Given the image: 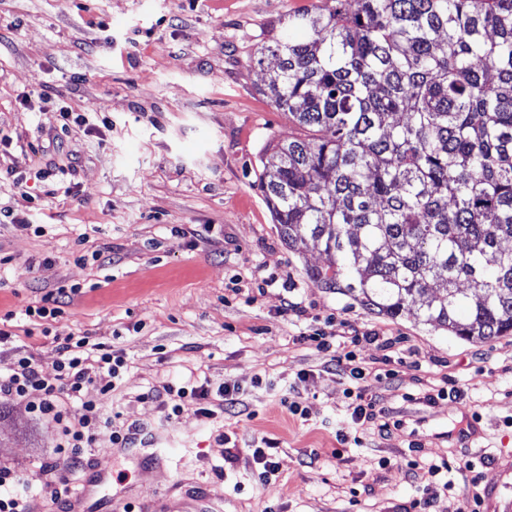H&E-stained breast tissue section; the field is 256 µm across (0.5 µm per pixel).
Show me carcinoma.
<instances>
[{"instance_id":"cac0c4a2","label":"carcinoma","mask_w":512,"mask_h":512,"mask_svg":"<svg viewBox=\"0 0 512 512\" xmlns=\"http://www.w3.org/2000/svg\"><path fill=\"white\" fill-rule=\"evenodd\" d=\"M300 130L260 189L309 270L391 318L512 332V0H325L257 50ZM439 292L433 293L431 289Z\"/></svg>"}]
</instances>
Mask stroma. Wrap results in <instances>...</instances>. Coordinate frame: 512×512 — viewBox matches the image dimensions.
I'll use <instances>...</instances> for the list:
<instances>
[{
	"label": "stroma",
	"mask_w": 512,
	"mask_h": 512,
	"mask_svg": "<svg viewBox=\"0 0 512 512\" xmlns=\"http://www.w3.org/2000/svg\"><path fill=\"white\" fill-rule=\"evenodd\" d=\"M317 2L0 0V373L23 350L53 372L58 333L127 361L111 393L87 392L129 440L85 452L81 512H458L475 495L512 512V335L469 342L320 287L321 245L289 250L259 188L269 144L298 129L253 56ZM63 107L86 124L63 128ZM60 285L78 289L62 320L26 316ZM314 333L391 341L354 349L376 412L358 440L337 434L350 383ZM225 383L238 403L209 418L154 398ZM270 439L278 476L261 484ZM53 446L0 398V463L32 474ZM429 463L452 490L422 492ZM277 442L268 440L265 442L266 448L254 449V455L256 456L261 468L254 474V479L259 483L267 482L270 476L275 475L278 471L277 463L275 462V452L278 446Z\"/></svg>",
	"instance_id": "obj_1"
}]
</instances>
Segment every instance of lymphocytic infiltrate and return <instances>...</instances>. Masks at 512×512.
<instances>
[{
	"label": "lymphocytic infiltrate",
	"instance_id": "f902f5d3",
	"mask_svg": "<svg viewBox=\"0 0 512 512\" xmlns=\"http://www.w3.org/2000/svg\"><path fill=\"white\" fill-rule=\"evenodd\" d=\"M377 340L372 333L344 336L337 341L322 333L316 337L320 348L335 349L337 368L355 382L362 380L365 372L355 363L354 346ZM54 341L58 354L54 373H45L35 357L24 352L17 355L9 372L0 374V396L24 403L28 413L50 425L55 435L54 459L40 467L38 478H29L9 465L0 464V512H27L23 490L32 485L51 503L66 501L71 492L70 479L85 449L95 448L104 439L112 444L124 440L114 421L104 416L99 403L85 397L97 377L108 375L110 382L119 378L126 365L124 356L103 343L90 342L85 336L58 334ZM110 382L101 387V395L111 392ZM71 400L81 401L84 413L80 418L71 417L67 407Z\"/></svg>",
	"mask_w": 512,
	"mask_h": 512
}]
</instances>
